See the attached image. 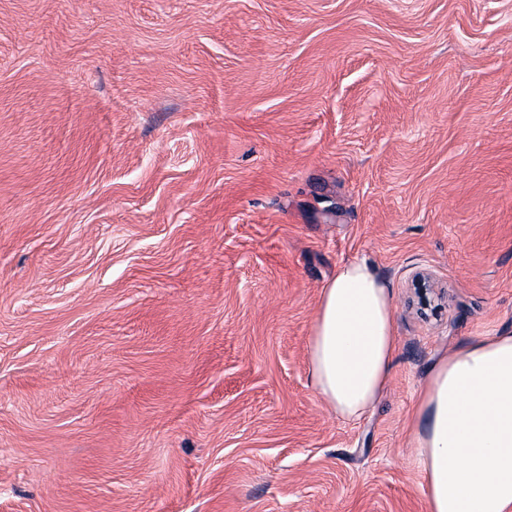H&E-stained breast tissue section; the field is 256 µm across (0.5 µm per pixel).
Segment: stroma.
<instances>
[{"label":"stroma","mask_w":512,"mask_h":512,"mask_svg":"<svg viewBox=\"0 0 512 512\" xmlns=\"http://www.w3.org/2000/svg\"><path fill=\"white\" fill-rule=\"evenodd\" d=\"M362 255L347 421L307 353ZM503 332L512 0H0V512H427L429 368ZM390 288L374 262L343 263L321 289L308 345L312 383L343 420L358 419L387 386L396 351Z\"/></svg>","instance_id":"obj_1"}]
</instances>
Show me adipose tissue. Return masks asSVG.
<instances>
[{
    "mask_svg": "<svg viewBox=\"0 0 512 512\" xmlns=\"http://www.w3.org/2000/svg\"><path fill=\"white\" fill-rule=\"evenodd\" d=\"M395 351L388 285L368 258L343 263L321 290L308 345L315 390L337 418H360L387 386ZM414 420L428 512H512V333L440 357Z\"/></svg>",
    "mask_w": 512,
    "mask_h": 512,
    "instance_id": "ef3b65f1",
    "label": "adipose tissue"
}]
</instances>
